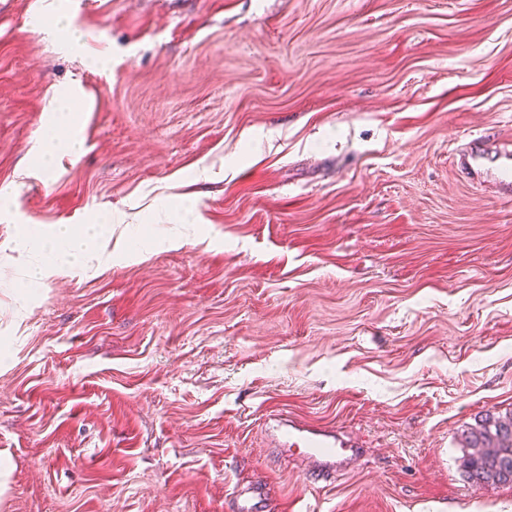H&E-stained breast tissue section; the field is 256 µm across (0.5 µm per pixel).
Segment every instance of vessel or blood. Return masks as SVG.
Listing matches in <instances>:
<instances>
[{"mask_svg": "<svg viewBox=\"0 0 512 512\" xmlns=\"http://www.w3.org/2000/svg\"><path fill=\"white\" fill-rule=\"evenodd\" d=\"M483 137L472 140L470 150L457 154L455 164L479 185L492 184L499 190L512 192V153L488 154L482 147ZM267 426L279 433L285 451H298L316 472L330 474L345 466L359 454L358 443L336 426L317 425L303 419L270 415Z\"/></svg>", "mask_w": 512, "mask_h": 512, "instance_id": "1", "label": "vessel or blood"}]
</instances>
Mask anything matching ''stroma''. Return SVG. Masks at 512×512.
<instances>
[{
	"label": "stroma",
	"instance_id": "1",
	"mask_svg": "<svg viewBox=\"0 0 512 512\" xmlns=\"http://www.w3.org/2000/svg\"><path fill=\"white\" fill-rule=\"evenodd\" d=\"M70 86L84 150L45 168ZM480 133L512 149V0H0V512H512L462 466L512 413V197L452 159ZM105 216L143 259L26 283L21 234ZM273 411L359 465L310 480ZM52 30L54 37L61 45L78 52L84 51L82 35L72 27L71 21L65 13L55 15V24Z\"/></svg>",
	"mask_w": 512,
	"mask_h": 512
}]
</instances>
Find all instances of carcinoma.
<instances>
[{
  "label": "carcinoma",
  "mask_w": 512,
  "mask_h": 512,
  "mask_svg": "<svg viewBox=\"0 0 512 512\" xmlns=\"http://www.w3.org/2000/svg\"><path fill=\"white\" fill-rule=\"evenodd\" d=\"M466 444L473 452L466 455L463 467L473 486L512 484V414H485Z\"/></svg>",
  "instance_id": "obj_1"
}]
</instances>
